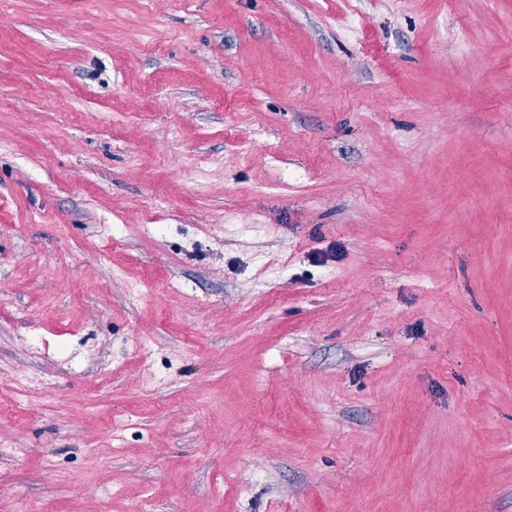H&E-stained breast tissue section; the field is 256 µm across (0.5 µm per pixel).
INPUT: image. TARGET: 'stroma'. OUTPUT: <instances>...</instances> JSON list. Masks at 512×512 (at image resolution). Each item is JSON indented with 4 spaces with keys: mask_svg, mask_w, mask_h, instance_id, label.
I'll use <instances>...</instances> for the list:
<instances>
[{
    "mask_svg": "<svg viewBox=\"0 0 512 512\" xmlns=\"http://www.w3.org/2000/svg\"><path fill=\"white\" fill-rule=\"evenodd\" d=\"M0 512H512V0H0Z\"/></svg>",
    "mask_w": 512,
    "mask_h": 512,
    "instance_id": "35a3bbf8",
    "label": "stroma"
}]
</instances>
